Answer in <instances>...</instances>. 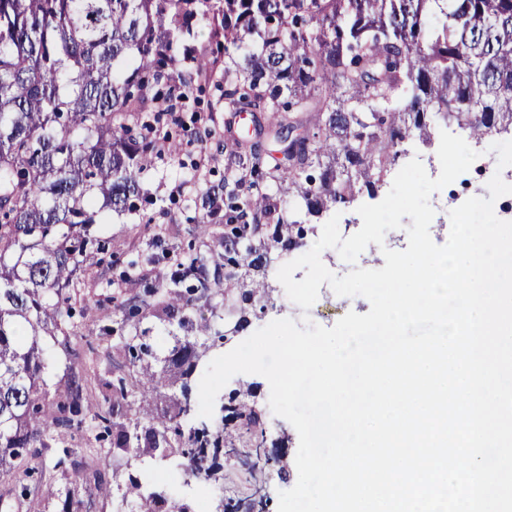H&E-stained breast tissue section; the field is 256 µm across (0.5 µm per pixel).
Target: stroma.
Returning a JSON list of instances; mask_svg holds the SVG:
<instances>
[{
    "label": "stroma",
    "instance_id": "stroma-1",
    "mask_svg": "<svg viewBox=\"0 0 512 512\" xmlns=\"http://www.w3.org/2000/svg\"><path fill=\"white\" fill-rule=\"evenodd\" d=\"M180 143L178 153L148 157L141 176V182L149 192L148 203L137 214H113L108 223L98 226V233L111 239L115 260L95 266L97 293H106L107 282L118 279L131 261L148 272L150 283L159 286L189 246L200 247L202 253L210 257L223 253V246L213 239L197 238L194 226L205 215L201 193L206 185L223 182L227 159L214 153L210 142L198 141L191 134H182ZM495 171V166L475 161L468 172L432 194L430 203L436 214L430 236L434 243L442 245L447 242L450 210L467 198L482 195L484 185ZM157 236L162 239L158 246L153 243ZM268 281L275 290L262 312L251 316L249 327L239 334L240 339H247L255 330L276 319L299 321L307 317L329 328L347 312L365 314L370 310L366 298L336 295L325 284L321 286L314 305L305 312L288 298L284 287L279 286L276 272H269ZM232 393L255 408L261 419L271 461L260 477H253L236 458L228 457L224 460V478L219 482L184 475L171 482L167 479L171 471L168 463L154 461L149 465V484L152 489L188 504L192 512H219L221 505L227 502L234 504L237 512H251L255 493L259 490L265 495L263 512H278L279 492L291 489L297 482L295 457L298 433L289 421L272 412L269 406L270 387L263 376H233L218 393L217 402H224Z\"/></svg>",
    "mask_w": 512,
    "mask_h": 512
}]
</instances>
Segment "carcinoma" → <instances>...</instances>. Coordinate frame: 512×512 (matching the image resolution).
I'll return each instance as SVG.
<instances>
[{
    "label": "carcinoma",
    "instance_id": "carcinoma-1",
    "mask_svg": "<svg viewBox=\"0 0 512 512\" xmlns=\"http://www.w3.org/2000/svg\"><path fill=\"white\" fill-rule=\"evenodd\" d=\"M216 77L222 111L250 113L253 135H218L214 108L202 114L186 92ZM183 112L228 157L224 182L202 197L208 220L195 225L199 236L224 225V255L189 248L164 288L135 264L123 272L98 301L104 320L136 330L157 318L173 345L161 358L138 336L123 339L112 395L94 402L82 366L94 330L74 315L111 241L90 228L107 211H137L146 159L157 143L178 147ZM434 123L477 143L512 134V0H0V512L55 496L48 450L65 479L62 512H94L114 487L136 512H185L91 457L160 458L211 480L235 442L261 447L243 400L212 421L192 416L191 378L210 345L178 337L195 325L183 284L220 294L226 314L247 321L270 298L264 255L304 245L298 216L319 219L373 191ZM42 331L64 356L54 382ZM178 380L184 404L151 408ZM131 410L133 427L114 421ZM89 429L109 447L63 445Z\"/></svg>",
    "mask_w": 512,
    "mask_h": 512
}]
</instances>
